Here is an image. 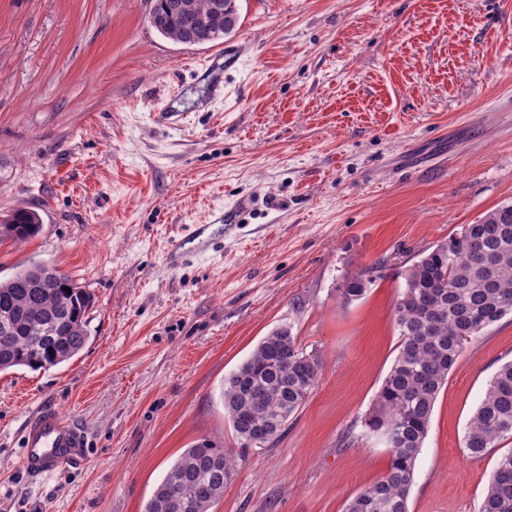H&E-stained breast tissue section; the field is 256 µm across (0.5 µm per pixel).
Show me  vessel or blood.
<instances>
[{
	"mask_svg": "<svg viewBox=\"0 0 512 512\" xmlns=\"http://www.w3.org/2000/svg\"><path fill=\"white\" fill-rule=\"evenodd\" d=\"M200 237L199 230L189 231L172 242L171 254L179 260L201 251ZM22 446L21 468L34 476H47L64 467L82 463L87 441L83 429L74 419L49 408L26 420L22 429Z\"/></svg>",
	"mask_w": 512,
	"mask_h": 512,
	"instance_id": "1",
	"label": "vessel or blood"
}]
</instances>
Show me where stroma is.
<instances>
[{
  "label": "stroma",
  "instance_id": "1",
  "mask_svg": "<svg viewBox=\"0 0 512 512\" xmlns=\"http://www.w3.org/2000/svg\"><path fill=\"white\" fill-rule=\"evenodd\" d=\"M151 6L0 0V216L42 218L0 243V279L47 263L95 300L78 356L0 372V512H144L186 448L237 449L224 381L283 325L318 382L213 512H343L388 465L364 420L398 353V270L512 203V0H239L206 45L158 33ZM228 208L222 237L170 259ZM509 361L511 316L449 373L409 512H480L512 436L475 459L464 435ZM45 406L89 454L36 479L21 432ZM40 218L36 212L16 210L4 216L0 221V242H25L33 238L39 231ZM199 231L198 228L189 231L187 234L182 236L180 239L174 240L171 244L170 254L174 256L176 260L184 259L193 252L201 251L203 248L202 242H200L201 234L204 233ZM372 283V278H365L364 275H357L346 278L338 289L339 297L344 303H350L360 299Z\"/></svg>",
  "mask_w": 512,
  "mask_h": 512
}]
</instances>
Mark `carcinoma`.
I'll return each mask as SVG.
<instances>
[{
    "mask_svg": "<svg viewBox=\"0 0 512 512\" xmlns=\"http://www.w3.org/2000/svg\"><path fill=\"white\" fill-rule=\"evenodd\" d=\"M155 0L165 35L201 42L224 37L239 22L237 0ZM33 211L16 210L0 221V242H25L39 231ZM404 280L394 306L400 345L369 410V433L389 442L385 473L344 505V512H408L417 457L427 437L436 399L467 344L512 315V204L486 212L448 240L418 254L398 272ZM372 279L346 278L339 297L360 299ZM91 293L68 274L34 262L0 280V372L25 367L49 369L79 354L89 342ZM320 371L318 356L297 342L292 326L265 336L249 358L226 379L222 397L238 441L268 432L278 439L305 404ZM512 435V362L489 381L464 437L473 457L483 456ZM241 452L211 443L195 445L170 466L144 512H211L224 496ZM480 512H512V452L489 477Z\"/></svg>",
    "mask_w": 512,
    "mask_h": 512,
    "instance_id": "cac0c4a2",
    "label": "carcinoma"
}]
</instances>
